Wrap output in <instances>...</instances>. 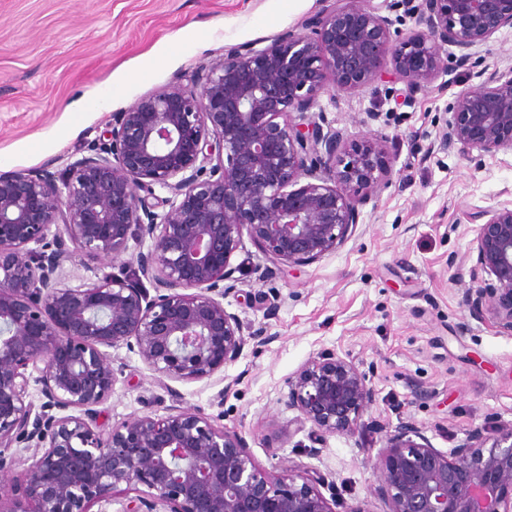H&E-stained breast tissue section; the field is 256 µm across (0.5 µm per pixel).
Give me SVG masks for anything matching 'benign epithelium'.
<instances>
[{"mask_svg":"<svg viewBox=\"0 0 512 512\" xmlns=\"http://www.w3.org/2000/svg\"><path fill=\"white\" fill-rule=\"evenodd\" d=\"M390 8L415 26L392 30L373 0H334L312 33L234 47L191 85L175 82L112 115L65 176L0 173V512H91L122 490L137 492L123 512H336L325 475L299 465L264 472L241 435L188 408L106 431L97 406L117 382L111 349L137 348L160 380L196 382L235 363L247 340L266 341L244 336L224 307L243 237L272 262L300 267L359 224L387 176L383 145L347 144L306 121L326 85L394 94L402 83L413 95L447 72L455 47L457 65L482 81L457 96L441 148L512 152V77L486 73L474 51L512 29V0ZM155 186L171 196L151 203L136 193ZM479 218L476 266L487 277L463 302L489 307L512 333V207ZM147 238V251L118 272L59 285L72 256L114 261ZM373 400L366 374L322 348L288 381L286 405L321 438L363 429ZM20 443L34 453L14 473L6 452ZM374 475L389 512H512V427L475 430L447 453L402 421L386 431Z\"/></svg>","mask_w":512,"mask_h":512,"instance_id":"obj_1","label":"benign epithelium"}]
</instances>
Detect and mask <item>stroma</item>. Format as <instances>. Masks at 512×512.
<instances>
[{"instance_id": "1", "label": "stroma", "mask_w": 512, "mask_h": 512, "mask_svg": "<svg viewBox=\"0 0 512 512\" xmlns=\"http://www.w3.org/2000/svg\"><path fill=\"white\" fill-rule=\"evenodd\" d=\"M326 0H0V172L61 173L85 156L114 113L194 73L231 48L310 32ZM464 69L428 91L388 100L332 88L318 103L344 139L383 141L389 179L335 251L291 271L243 239L232 263L238 295L224 305L246 332L240 359L212 379L166 387L127 347L112 349L118 381L100 407L104 426L172 403L246 440L257 466L317 469L346 512H386L373 491L382 431L409 420L444 452L471 431L512 426V334L491 312L462 303L474 275L479 212L512 204V154L468 159L439 147ZM106 95L107 106L95 99ZM85 99L86 109L70 111ZM378 120H369V113ZM271 270L277 299L258 276ZM329 347L366 371L374 402L362 432L314 435L284 404L288 379Z\"/></svg>"}]
</instances>
